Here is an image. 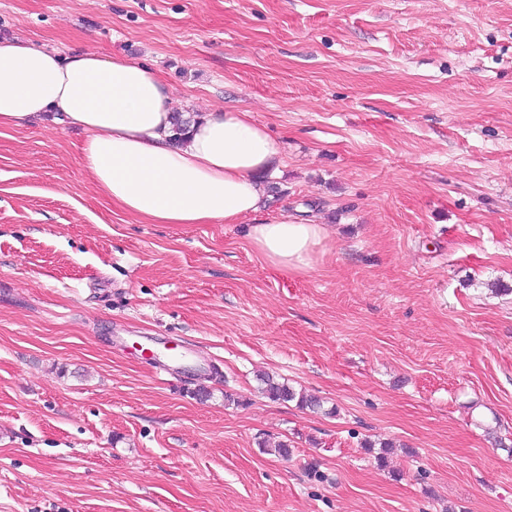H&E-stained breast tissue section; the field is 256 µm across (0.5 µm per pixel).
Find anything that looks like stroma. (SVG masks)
<instances>
[{
	"label": "stroma",
	"instance_id": "1",
	"mask_svg": "<svg viewBox=\"0 0 512 512\" xmlns=\"http://www.w3.org/2000/svg\"><path fill=\"white\" fill-rule=\"evenodd\" d=\"M13 40L282 147L260 213L145 224L0 127V512H512V0H0ZM284 212L310 270L248 237ZM328 236L325 224H304L288 213L253 224L249 232L252 244L267 261L275 267L295 271L312 267L316 247Z\"/></svg>",
	"mask_w": 512,
	"mask_h": 512
}]
</instances>
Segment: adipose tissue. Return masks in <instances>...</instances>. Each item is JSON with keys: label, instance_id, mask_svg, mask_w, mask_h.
<instances>
[{"label": "adipose tissue", "instance_id": "ef3b65f1", "mask_svg": "<svg viewBox=\"0 0 512 512\" xmlns=\"http://www.w3.org/2000/svg\"><path fill=\"white\" fill-rule=\"evenodd\" d=\"M84 134L80 163L98 191L146 224L237 223L264 206L278 140L246 111L210 108L176 135L175 101L152 69L121 54L67 55L0 42V127L48 113ZM323 224L280 214L252 225L273 266L311 268Z\"/></svg>", "mask_w": 512, "mask_h": 512}]
</instances>
